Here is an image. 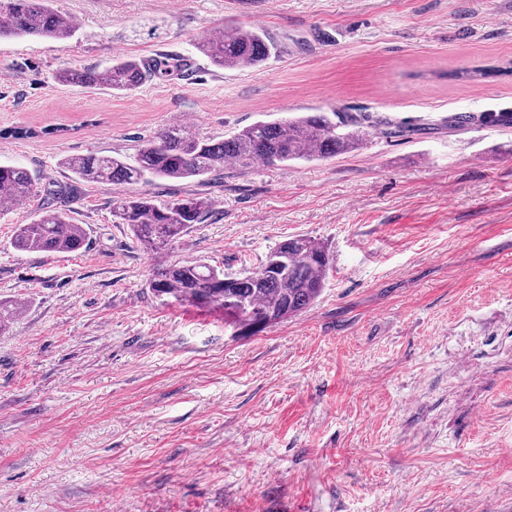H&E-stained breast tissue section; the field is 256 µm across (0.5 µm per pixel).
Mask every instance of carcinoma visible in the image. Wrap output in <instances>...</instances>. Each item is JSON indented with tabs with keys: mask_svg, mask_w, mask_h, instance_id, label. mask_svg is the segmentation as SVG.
Masks as SVG:
<instances>
[{
	"mask_svg": "<svg viewBox=\"0 0 512 512\" xmlns=\"http://www.w3.org/2000/svg\"><path fill=\"white\" fill-rule=\"evenodd\" d=\"M55 0H0V39L67 40L78 26L54 6ZM196 48L219 69L263 65L276 50L265 31L227 25L196 43ZM180 67L175 58L146 65L117 57L106 68H64L57 74L63 84L103 87L116 94H131L151 75L163 77ZM512 125L511 112L481 115L457 113L448 127L465 129L477 123ZM363 122L344 112H295L285 118L260 120L229 138L191 134L181 128L160 131L141 144L132 158L107 154L68 156L62 166L86 183L135 184L150 176L166 180H203L232 165L242 171L257 161L269 165L293 160H319L353 152L362 145ZM29 170L0 164V216L40 197ZM45 197L41 215L17 225L16 249L44 254H70L87 248L84 225L73 223L63 209ZM211 203L194 195L158 202L145 195L125 196L115 202L113 216L127 226L136 244L161 255L199 224ZM330 270L325 245L306 236L280 242L253 271H225L203 260L158 263L150 279L152 293L167 302L200 309L219 306L224 321L246 332H258L309 307L321 295ZM13 300L0 299V332L20 313Z\"/></svg>",
	"mask_w": 512,
	"mask_h": 512,
	"instance_id": "carcinoma-1",
	"label": "carcinoma"
}]
</instances>
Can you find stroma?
Returning a JSON list of instances; mask_svg holds the SVG:
<instances>
[{"label": "stroma", "mask_w": 512, "mask_h": 512, "mask_svg": "<svg viewBox=\"0 0 512 512\" xmlns=\"http://www.w3.org/2000/svg\"><path fill=\"white\" fill-rule=\"evenodd\" d=\"M55 5L75 37L0 40V129L36 131L0 138V164L39 186L165 128L336 110L400 131L205 182L79 184V253L13 248L35 204L0 217V295L25 303L0 335V512H512V126H448L512 107V0ZM229 21L278 54L211 66L195 42ZM118 56L182 67L132 95L55 79ZM128 194L212 206L157 258L112 215ZM298 235L328 244L326 287L261 332L148 288L158 261L253 269Z\"/></svg>", "instance_id": "obj_1"}]
</instances>
